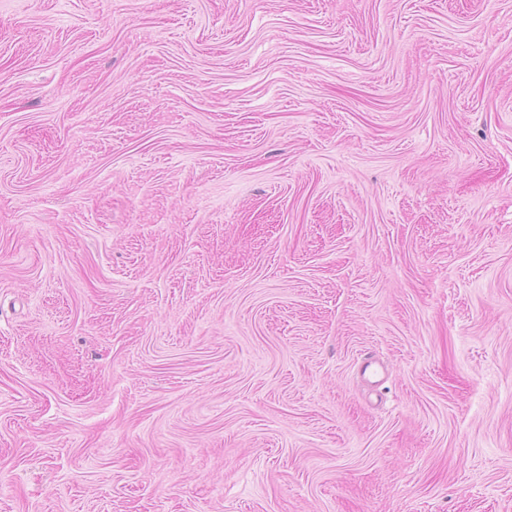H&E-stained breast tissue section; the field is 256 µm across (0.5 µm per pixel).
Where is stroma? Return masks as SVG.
I'll use <instances>...</instances> for the list:
<instances>
[{"label":"stroma","instance_id":"1","mask_svg":"<svg viewBox=\"0 0 512 512\" xmlns=\"http://www.w3.org/2000/svg\"><path fill=\"white\" fill-rule=\"evenodd\" d=\"M0 512H512V0H0Z\"/></svg>","mask_w":512,"mask_h":512}]
</instances>
